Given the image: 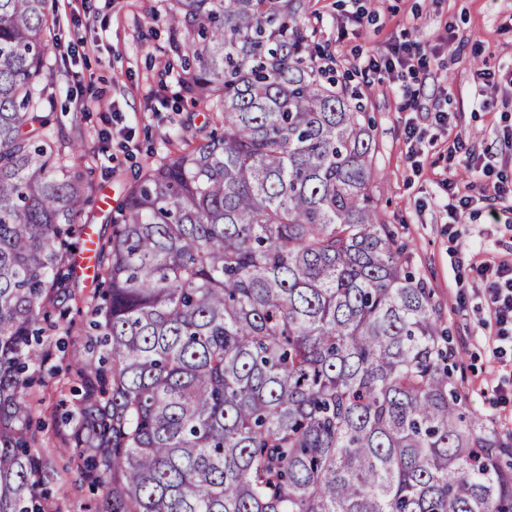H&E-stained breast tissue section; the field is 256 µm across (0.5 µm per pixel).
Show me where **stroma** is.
I'll return each mask as SVG.
<instances>
[{"mask_svg":"<svg viewBox=\"0 0 512 512\" xmlns=\"http://www.w3.org/2000/svg\"><path fill=\"white\" fill-rule=\"evenodd\" d=\"M160 0H55L50 20L58 42L45 53L43 86L56 133L78 149V171L89 174L90 200L82 224L109 238L111 208L139 169L181 150L192 134L209 132L206 115L183 94L171 64L169 28ZM320 13L318 42L336 56L375 120L374 191L413 269L440 305L457 352L454 380L477 417L512 436V362L493 361L483 291L475 272L487 260H512V223L492 219V200L475 196L469 214L453 223L439 179L448 153L464 140L476 160L492 158L512 177V0H312ZM437 42L427 75L391 77L368 69L367 55L385 56L392 44ZM495 81L483 84L482 72ZM420 89L419 110L401 111L404 88ZM95 99L93 111L77 97ZM451 113L450 126L429 118ZM416 122L421 151L409 155L405 126ZM82 332L51 348L56 373L35 383L34 419L43 462L47 512H84L92 493L57 416L71 400L65 367L83 351Z\"/></svg>","mask_w":512,"mask_h":512,"instance_id":"35a3bbf8","label":"stroma"}]
</instances>
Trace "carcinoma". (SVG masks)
<instances>
[{"mask_svg":"<svg viewBox=\"0 0 512 512\" xmlns=\"http://www.w3.org/2000/svg\"><path fill=\"white\" fill-rule=\"evenodd\" d=\"M164 2L214 130L128 186L87 303L88 187L41 114L52 0H0V512H44L29 389L69 301L86 512H512V442L453 380L311 0Z\"/></svg>","mask_w":512,"mask_h":512,"instance_id":"obj_1","label":"carcinoma"}]
</instances>
